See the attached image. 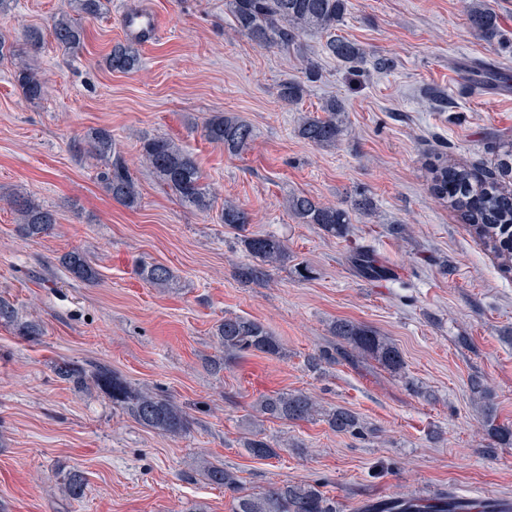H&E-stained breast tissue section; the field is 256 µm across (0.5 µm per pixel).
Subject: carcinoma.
<instances>
[{
  "label": "carcinoma",
  "mask_w": 512,
  "mask_h": 512,
  "mask_svg": "<svg viewBox=\"0 0 512 512\" xmlns=\"http://www.w3.org/2000/svg\"><path fill=\"white\" fill-rule=\"evenodd\" d=\"M347 0H226L233 16L235 31L256 45L288 51L294 47L301 33L308 30L329 32L326 50L345 65L354 67L364 62L362 47L344 37L332 34L346 10ZM77 12L96 17L106 8L103 0H74ZM465 10L470 28L485 41L498 35L497 15L486 7L484 0H465ZM51 36L56 45L69 52L81 48L84 29L74 19L61 14L53 21ZM140 64L139 51L130 44L115 43L106 56L109 69L131 72ZM303 78L289 79L278 84L277 97L293 106L300 103L306 92V83L321 78L317 64L304 62ZM14 81L23 98L29 102L41 100L48 91L47 82L39 71L30 66H18ZM321 116H305L297 126V134L316 146L334 145L342 134L339 117L345 112V103L338 97L326 99L320 106ZM206 139L231 154L247 149L254 137L251 124L240 117L224 112L213 113L204 124ZM86 152L97 157L103 166L100 179L114 201L134 210L140 204V193L130 170L116 154L112 131L106 127L94 128L83 139ZM141 156L159 182L172 191L180 202L200 212L212 208V192L204 183L198 163L192 153L174 140L158 136L142 142ZM499 177L479 181L464 166H437L431 192L433 196L456 211L483 243L500 261L501 269L512 272V141L500 145L498 160ZM7 202L18 216V229L26 237L40 239L48 236L56 224L55 214L43 208L24 193L13 192ZM287 208L304 224H316L327 234L341 236L350 224V212L367 213L372 202L367 197L351 201L346 210L325 205L306 195H293L287 199ZM221 223L245 230L250 223L249 213L233 201L224 202ZM243 245L249 255L260 259L263 266L250 263L236 268L235 276L244 282L260 283L267 277L266 267H279L288 262V248L271 235L246 236ZM361 276L382 280L388 270L377 263L368 250H357L351 257ZM60 262L73 279L93 283L98 272L90 258L74 250L64 255ZM141 279L152 286L166 288L174 281L173 271L159 263H143L138 269ZM338 341L337 353L347 356L349 351L368 354L387 368L397 370L402 360L397 348L370 328L350 320H338L333 327ZM215 336L224 349V357L210 361L211 369L219 373L224 365L259 352L277 356L281 344L260 321L238 315H226L215 328ZM57 374L77 387L90 384L104 390L112 404L122 408L138 424L165 436L178 437L190 426L189 414L171 397L155 391L136 390L116 375L112 368L98 363L86 369L67 362L56 365ZM256 411L267 419L283 421H310L323 418L328 426L341 433L353 435L364 431V423L356 412L345 406L324 410L317 401L303 391H281L257 402ZM244 448L258 459L279 456L277 446L257 434L245 439ZM210 482L231 492L240 490L236 472L222 464L211 462L203 466ZM66 486L75 499L82 498L86 487L84 472L70 468ZM233 512H336V505L321 490V483H294L271 486L260 495L234 497ZM469 502L453 496L441 499L435 512H467Z\"/></svg>",
  "instance_id": "cac0c4a2"
}]
</instances>
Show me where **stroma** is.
<instances>
[{"mask_svg": "<svg viewBox=\"0 0 512 512\" xmlns=\"http://www.w3.org/2000/svg\"><path fill=\"white\" fill-rule=\"evenodd\" d=\"M486 2L499 23L491 43L471 30L463 0H349L336 33L364 49L355 71L326 54L321 32L301 34L287 52L255 45L234 33L224 0H109L103 14L80 16L79 54L50 39L26 53L50 83L36 103L18 91L11 60L0 61V298L17 311L15 322L0 324V512H232L231 492L206 480L207 462L236 471L244 495L321 482L337 512H364L378 498L512 497V441L483 426L489 407L512 428V277L434 198L424 165L435 153L490 177L512 137V96L475 87L466 71L480 64L512 76V0ZM69 6L18 0L0 15V33L23 46L27 28L49 32ZM137 7L152 9L164 31L137 42L138 70L111 71L104 58L126 41L121 17ZM380 57L390 69H375ZM306 58L322 78L300 104L285 105L277 86L299 77ZM435 91L447 103L432 99ZM333 95L347 109L339 141L301 139L300 118ZM215 112L253 126L245 152L205 139L203 122ZM98 127L111 130L136 180L138 209L112 200L99 161L76 146ZM154 136L193 153L213 212L183 206L159 184L140 153ZM14 191L55 213L50 236L20 235L5 200ZM299 194L341 208L364 195L374 211L353 215L346 235L333 237L288 211V197ZM228 200L249 213L246 231L220 223ZM246 233L288 248L287 265L260 284L234 276L251 260ZM356 247L389 277L363 278L350 258ZM73 250L91 258L96 283L69 278L60 259ZM142 262L170 267L172 285L142 281ZM298 263L309 279L297 277ZM229 314L264 323L281 354L210 372L205 359L223 354L214 328ZM339 319L388 338L401 368L357 353L310 369L311 355L334 351ZM29 321L41 336L22 335ZM61 362H101L132 388L171 396L189 413V430L174 438L142 427L96 386L61 380ZM474 376L487 397L471 391ZM283 390L305 391L327 410L351 408L364 433H337L319 420L255 422L254 402ZM255 428L278 444V457L245 451ZM72 467L87 477L78 500L65 489Z\"/></svg>", "mask_w": 512, "mask_h": 512, "instance_id": "35a3bbf8", "label": "stroma"}]
</instances>
